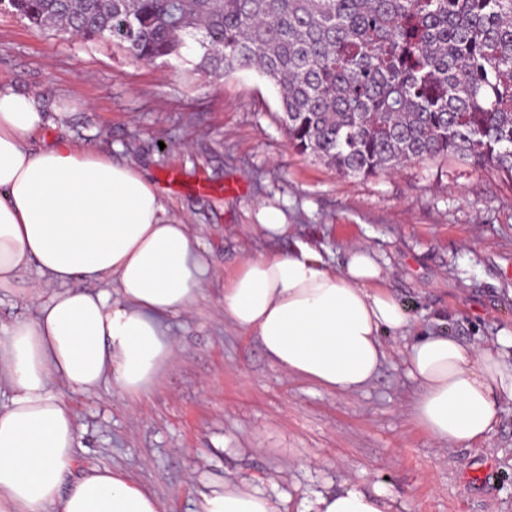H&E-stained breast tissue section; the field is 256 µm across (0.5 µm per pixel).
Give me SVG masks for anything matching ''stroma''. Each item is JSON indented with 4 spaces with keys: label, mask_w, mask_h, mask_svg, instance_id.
<instances>
[{
    "label": "stroma",
    "mask_w": 512,
    "mask_h": 512,
    "mask_svg": "<svg viewBox=\"0 0 512 512\" xmlns=\"http://www.w3.org/2000/svg\"><path fill=\"white\" fill-rule=\"evenodd\" d=\"M0 84L35 96L46 123L34 144L66 138L147 167L180 171L169 208L188 216L210 275L174 320L178 353L152 395L127 406L111 384L72 407L85 428L82 464L117 468L164 512H191L198 490L228 479L301 512L342 484H379L394 512H512V400L490 437L436 443L409 415L418 385L405 354L414 336L448 334L495 347L512 330V176L453 156L393 172L346 176L302 156L271 84L253 71L221 78L181 61L137 62L108 40L63 38L0 11ZM288 232L251 235L262 208ZM367 243L391 273L387 291L413 324L382 339L385 359L363 391L330 394L273 368L256 337L225 325L224 280L249 254L307 247L339 269ZM34 271L0 288V323L35 313Z\"/></svg>",
    "instance_id": "35a3bbf8"
}]
</instances>
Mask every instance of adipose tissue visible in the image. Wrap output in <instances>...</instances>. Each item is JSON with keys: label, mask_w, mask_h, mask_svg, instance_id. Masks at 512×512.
<instances>
[{"label": "adipose tissue", "mask_w": 512, "mask_h": 512, "mask_svg": "<svg viewBox=\"0 0 512 512\" xmlns=\"http://www.w3.org/2000/svg\"><path fill=\"white\" fill-rule=\"evenodd\" d=\"M45 123L34 96L0 88V283L32 267L57 284L34 291L36 313L0 325V512H162L127 473L79 466L83 429L66 394L111 384L129 402L149 396L175 357L172 320L195 306L209 266L185 218L170 214L143 166L67 140L33 147ZM332 270L300 254L244 258L224 282V321L257 336L276 368L329 393L377 376L382 337L406 336L404 308L382 289L387 271L364 245ZM512 348L424 335L405 358L419 390L412 418L438 443L487 439L512 400ZM387 490L318 494L304 512H390ZM193 512H278L263 493L211 485Z\"/></svg>", "instance_id": "obj_1"}]
</instances>
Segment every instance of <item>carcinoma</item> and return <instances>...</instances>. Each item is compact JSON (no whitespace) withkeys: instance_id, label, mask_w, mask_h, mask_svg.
<instances>
[{"instance_id":"cac0c4a2","label":"carcinoma","mask_w":512,"mask_h":512,"mask_svg":"<svg viewBox=\"0 0 512 512\" xmlns=\"http://www.w3.org/2000/svg\"><path fill=\"white\" fill-rule=\"evenodd\" d=\"M35 27L106 38L276 88L296 149L349 175L453 155L512 174V0H0Z\"/></svg>"}]
</instances>
